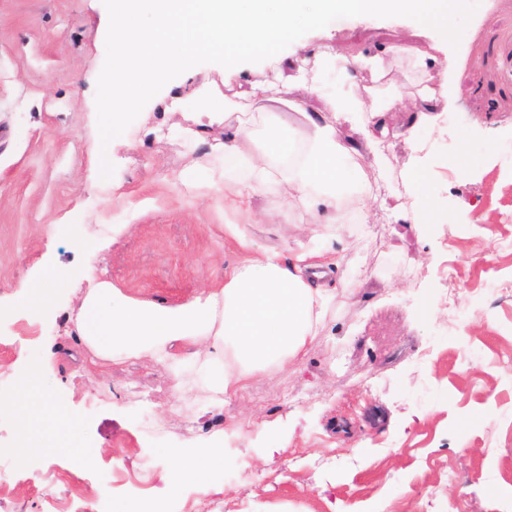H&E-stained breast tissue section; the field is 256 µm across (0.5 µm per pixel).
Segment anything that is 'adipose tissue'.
<instances>
[{
    "label": "adipose tissue",
    "mask_w": 512,
    "mask_h": 512,
    "mask_svg": "<svg viewBox=\"0 0 512 512\" xmlns=\"http://www.w3.org/2000/svg\"><path fill=\"white\" fill-rule=\"evenodd\" d=\"M401 12L442 27L453 15L448 0H113L111 133L122 134L124 111L135 95L149 94L170 72L191 75L199 58H222L229 79L246 58H276L299 28H333L349 14ZM309 94L323 98L322 111H309ZM279 99L305 115L307 135L292 138L264 104L248 103L239 110L234 133L221 145L230 205L275 185L324 223H344V201L368 178L359 146L343 139L335 122L339 114H352L367 145L376 147L386 133L385 113L405 110L403 98L370 104L354 93L330 94L302 80L287 84ZM257 125L264 130V148L252 155L243 142ZM276 160L284 162V169L273 168ZM318 254V249H303L287 261L276 252L252 255L227 273L222 287L176 307L127 298L110 281L99 280L83 299L75 330L91 365L144 355L166 364L176 377L183 371L182 347L232 344L240 369L221 359L208 366L211 384L226 393L253 367L284 368L317 336L321 315L333 300L323 285L328 266L318 262ZM75 277L68 268L46 266L22 290L25 307L49 313ZM166 454L175 472L196 481L224 467L217 448H170Z\"/></svg>",
    "instance_id": "1"
}]
</instances>
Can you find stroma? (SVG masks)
<instances>
[{
	"label": "stroma",
	"mask_w": 512,
	"mask_h": 512,
	"mask_svg": "<svg viewBox=\"0 0 512 512\" xmlns=\"http://www.w3.org/2000/svg\"><path fill=\"white\" fill-rule=\"evenodd\" d=\"M453 18L439 119L410 133L408 113H388V136L363 158L368 183L345 214L363 209L368 221L330 241L335 299L320 334L288 367L223 395L201 378L215 356L205 345L184 349L181 393L148 358L87 366L72 314L89 280L181 305L245 258L230 225L249 249L284 256L322 225L277 189L227 206L214 145L229 125L201 140L170 130L174 97L192 112L201 92L223 91L213 57L137 97L109 180L89 185L112 109V0H0V400L31 367L48 391L31 404L30 455H13L19 426L0 412V512H114L132 498L161 512H197L205 499L223 512H512V0H458ZM444 39L410 13L349 15L333 30L300 29L281 53L309 78L321 73L317 46L378 58L381 72L359 71V88L410 103L423 76L395 45ZM287 76L246 59L237 79L300 139L303 117L274 101ZM420 158L433 224L412 220L407 170ZM49 263L77 269V288L36 317L18 292ZM47 401L77 414L76 433L44 430ZM74 434L92 465L77 464ZM210 446L223 470L167 496L165 449Z\"/></svg>",
	"instance_id": "obj_1"
}]
</instances>
